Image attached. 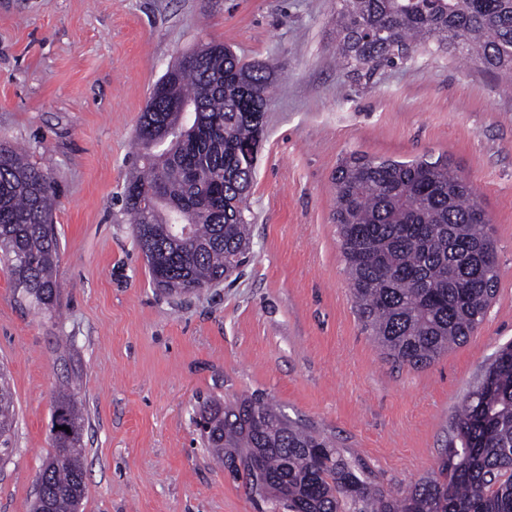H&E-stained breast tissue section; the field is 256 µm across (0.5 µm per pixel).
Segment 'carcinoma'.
<instances>
[{
    "label": "carcinoma",
    "mask_w": 512,
    "mask_h": 512,
    "mask_svg": "<svg viewBox=\"0 0 512 512\" xmlns=\"http://www.w3.org/2000/svg\"><path fill=\"white\" fill-rule=\"evenodd\" d=\"M336 46L355 73L405 59L419 47H461L483 71L512 78V0H337ZM201 60L168 71L146 108L169 124L180 104L194 128L163 143L141 129V170L124 185L134 230L152 225V247L177 289L197 294L248 259L244 215L257 157L261 112L273 88L262 62L244 63L208 43ZM333 221L358 314L383 353L426 367L483 323L499 270L487 219L469 180L448 161L351 155L333 176ZM57 190L49 173L0 143V253L17 297L56 309L59 245L51 216ZM60 424L43 460L32 512H79L85 496L82 403L61 387L52 400ZM224 469L257 494L271 490L288 512H512V342L499 348L464 398L451 443L436 471L393 498L327 436L289 421L260 397L211 400L196 426ZM16 426L12 393L0 373V461Z\"/></svg>",
    "instance_id": "obj_1"
}]
</instances>
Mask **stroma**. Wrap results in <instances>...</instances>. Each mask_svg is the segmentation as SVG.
<instances>
[{
    "label": "stroma",
    "instance_id": "obj_1",
    "mask_svg": "<svg viewBox=\"0 0 512 512\" xmlns=\"http://www.w3.org/2000/svg\"><path fill=\"white\" fill-rule=\"evenodd\" d=\"M210 42L270 64L274 85L249 260L179 298L155 287L121 192L151 88ZM0 141L58 186L61 283L55 311L34 309L0 262V365L17 413L0 512H30L62 383L83 405L81 512H269L194 423L203 402L252 394L401 495L436 468L452 416L512 342V89L432 48L354 75L336 57V0H0ZM353 153L447 160L493 229L486 318L429 366L386 357L358 315L333 222L332 177Z\"/></svg>",
    "mask_w": 512,
    "mask_h": 512
}]
</instances>
